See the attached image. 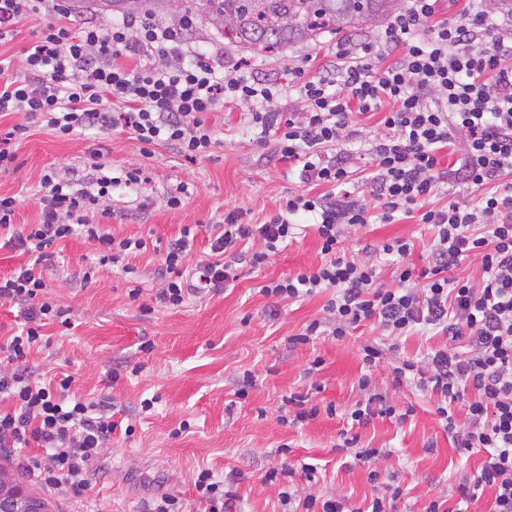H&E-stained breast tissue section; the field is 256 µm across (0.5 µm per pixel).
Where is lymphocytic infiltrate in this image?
<instances>
[{
  "label": "lymphocytic infiltrate",
  "instance_id": "f902f5d3",
  "mask_svg": "<svg viewBox=\"0 0 512 512\" xmlns=\"http://www.w3.org/2000/svg\"><path fill=\"white\" fill-rule=\"evenodd\" d=\"M41 15L50 21L26 49L23 75L0 63V112L40 117L58 138L121 128L143 148L165 143L194 159L214 143L203 114L246 105L252 124L272 138L280 161L298 168L302 182L332 188L324 195L288 196L261 224H243L237 213H228L212 227L210 259L192 268L186 259L195 234L183 227L158 252L164 276L159 302L177 308L189 295L230 286L239 275L226 253L260 241V249L241 258L261 268L294 238L295 217L313 216L320 265L263 285L262 293L290 300L330 291L325 310L330 334L338 339L368 321L395 338L419 326L444 337L423 358H395L393 381L437 395L435 413L458 454L480 452L484 459L476 473L459 478L455 506L436 498L424 512H471L488 488L495 493L493 512H512V183L502 180L512 171V66L502 64L512 49L497 37L491 12L472 2L461 17L449 19L440 17L438 0H410L380 38L337 41L334 73L312 76L295 65L283 81L237 64L220 70L193 53L182 28L146 15L132 14L106 28L76 22L68 0H0V37ZM290 91L297 92L300 108L276 110L275 101ZM357 114L380 115L385 130L371 145L373 211L348 189L343 147ZM454 152L461 155L459 167L444 168V154ZM86 167L80 179L56 168L42 175L39 223L15 227L20 200L0 196V244L28 257L0 276V306L18 307L21 319L17 334L0 343V448L14 449L42 486L74 496L88 487V468L115 424L111 402L71 396L67 377L50 388L21 366L41 346L50 321L67 316L46 295L43 266L54 244L75 236L94 246L99 266L112 264L127 274L134 271L131 258L147 248L145 238H115L87 218L113 187L139 184L140 169L103 175L96 151ZM450 178L477 187L494 182L498 188L471 205L432 206L439 184ZM412 213L434 233L424 266L413 262L414 245L404 238L372 247L395 266L388 285L381 283L377 263L342 254L348 228L373 220L390 224ZM467 261L478 262L479 280L453 276ZM381 358L378 347H364L357 380L361 398L350 412L355 425L377 415L403 423L415 412L411 406L397 409L377 392L372 372ZM459 408L469 421L463 430L455 417ZM32 446L39 454L25 456ZM336 450L369 466L373 496L367 508L298 494L296 474L317 483V470L309 464L269 469L261 482L279 485L288 512H395L398 495L383 492L374 467L378 450L359 447L354 437L343 438Z\"/></svg>",
  "mask_w": 512,
  "mask_h": 512
}]
</instances>
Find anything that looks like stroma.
Returning <instances> with one entry per match:
<instances>
[{"label":"stroma","instance_id":"1","mask_svg":"<svg viewBox=\"0 0 512 512\" xmlns=\"http://www.w3.org/2000/svg\"><path fill=\"white\" fill-rule=\"evenodd\" d=\"M188 39L194 49L222 65L247 61L272 78L292 65L329 67L337 41L326 33L314 41L256 53L201 25ZM204 120L214 129L215 142L207 157L190 162L167 144L144 155L139 142L118 128L59 139L41 120L21 112L0 113V131L27 125L16 143L15 168L0 170V195L21 198L15 223H38L33 193L44 170L80 166L88 151L100 150L107 172L138 167L147 180L135 188L114 189L111 217L93 211L90 219L105 222L118 238L164 241L176 238L183 227L199 225L188 257L197 263L210 253L207 225L222 223L232 211L240 213L242 223H263L288 195L307 189L297 170L278 161L271 143L260 141L258 129L240 109L210 112ZM382 132L378 117H358L345 155L356 194L370 206L375 200L369 145ZM181 184L187 185L190 198L181 209H168L166 194ZM395 237L411 240L418 255L426 254L432 242L430 230L403 218L350 229L340 248L346 256L360 258L366 244ZM55 252L43 275L50 297L69 310L73 325L48 326L49 343L32 350L25 365L36 375L51 369L71 375V393L112 402L116 428L108 448L91 466V488L79 502L35 483L18 467L12 449L0 448V471L46 498L54 512H151L156 498L173 487L182 493L185 512H204L193 486L202 469L211 470L233 491L230 512H283L277 487L262 485L260 477L286 460L320 469L316 486L296 478L300 493L345 497L362 507L372 492L368 469L345 465L335 451L340 432L347 429L358 435L361 446L381 449L376 465L386 484L402 492L396 512H422L440 495L456 499L459 477L479 466L480 455L456 452L434 412L435 398L410 385H394L391 340L378 327L367 322L341 339L320 336L306 344L296 342L306 324L327 319L330 291L288 301L264 295L261 287L320 264L313 228L300 230L259 271L239 265L234 287L190 296L178 308L156 298L161 276L153 252L133 258L138 270L134 283L116 269L100 270L84 282L81 266L93 248L83 239H67ZM135 285L141 293L134 300L129 291ZM368 345L383 354L373 374L377 389L397 409L416 407L406 423L378 416L355 426L348 417L359 398L355 382L362 349ZM316 360L321 366L310 372ZM247 370L256 376L248 389L242 385ZM292 392L310 393L311 404L319 409L317 417L300 427L278 419L283 398ZM146 398L155 401L147 413L140 406ZM330 404L335 414L327 413ZM283 445L291 448L290 457L277 455Z\"/></svg>","mask_w":512,"mask_h":512}]
</instances>
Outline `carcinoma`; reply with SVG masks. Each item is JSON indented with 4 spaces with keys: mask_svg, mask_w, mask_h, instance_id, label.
I'll list each match as a JSON object with an SVG mask.
<instances>
[{
    "mask_svg": "<svg viewBox=\"0 0 512 512\" xmlns=\"http://www.w3.org/2000/svg\"><path fill=\"white\" fill-rule=\"evenodd\" d=\"M102 10L161 13L173 25L192 15L225 39L257 51L315 41L324 33L348 36L386 19L400 0H98Z\"/></svg>",
    "mask_w": 512,
    "mask_h": 512,
    "instance_id": "obj_1",
    "label": "carcinoma"
}]
</instances>
